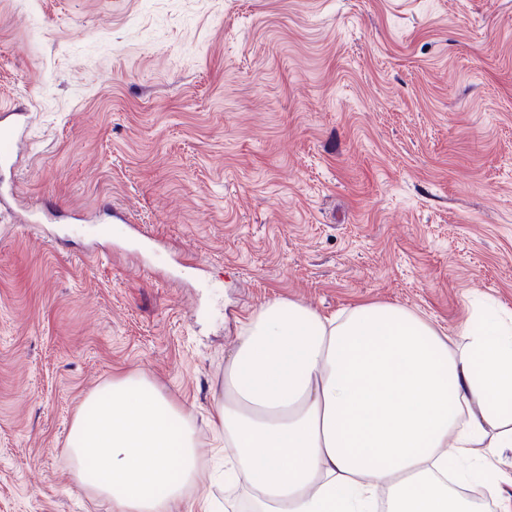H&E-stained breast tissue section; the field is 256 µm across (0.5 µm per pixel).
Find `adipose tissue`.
<instances>
[{"instance_id": "1", "label": "adipose tissue", "mask_w": 512, "mask_h": 512, "mask_svg": "<svg viewBox=\"0 0 512 512\" xmlns=\"http://www.w3.org/2000/svg\"><path fill=\"white\" fill-rule=\"evenodd\" d=\"M75 418L68 463L113 512H171L199 479L195 432L142 377L113 378ZM214 424L244 474L246 512H476L449 458L512 512V323L449 336L398 305L324 317L276 300L243 325Z\"/></svg>"}]
</instances>
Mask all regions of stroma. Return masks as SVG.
Here are the masks:
<instances>
[{
  "mask_svg": "<svg viewBox=\"0 0 512 512\" xmlns=\"http://www.w3.org/2000/svg\"><path fill=\"white\" fill-rule=\"evenodd\" d=\"M0 512H112L66 464L88 396L143 377L223 472L212 412L276 299L512 312V0H0ZM52 203L53 231L17 221ZM107 205L94 239L73 213ZM21 110H11L0 114V172L12 169L17 157L18 143L25 133V127L17 116Z\"/></svg>",
  "mask_w": 512,
  "mask_h": 512,
  "instance_id": "1",
  "label": "stroma"
}]
</instances>
